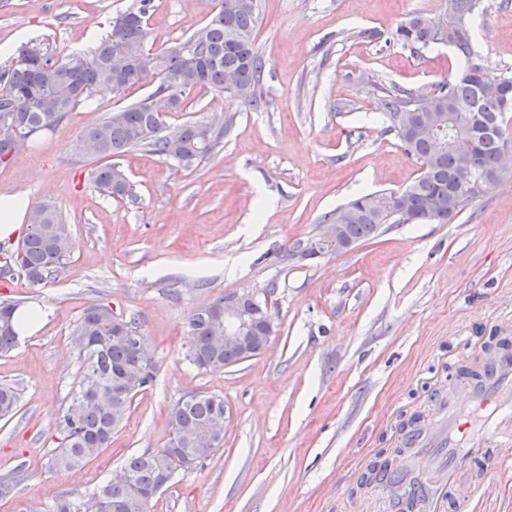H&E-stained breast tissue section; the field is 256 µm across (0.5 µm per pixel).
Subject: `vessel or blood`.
Returning <instances> with one entry per match:
<instances>
[{
    "label": "vessel or blood",
    "mask_w": 512,
    "mask_h": 512,
    "mask_svg": "<svg viewBox=\"0 0 512 512\" xmlns=\"http://www.w3.org/2000/svg\"><path fill=\"white\" fill-rule=\"evenodd\" d=\"M398 440L413 449L412 462L389 465L374 483L390 498L419 493L424 504H438L455 495L467 461L492 449L502 468L512 467V346L459 382L446 410L402 429Z\"/></svg>",
    "instance_id": "obj_1"
}]
</instances>
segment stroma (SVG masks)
I'll list each match as a JSON object with an SVG mask.
<instances>
[{"label":"stroma","instance_id":"stroma-1","mask_svg":"<svg viewBox=\"0 0 512 512\" xmlns=\"http://www.w3.org/2000/svg\"><path fill=\"white\" fill-rule=\"evenodd\" d=\"M132 0H0V45L26 42L53 58L91 49ZM257 46L265 105L254 110L204 90L165 114L172 133L216 115L232 125L191 168L134 150L119 156L135 200L95 188L96 164L75 156L80 132L151 93H97L52 133L0 164V195L23 192L60 210L74 249L56 276L0 281V300L35 307V332L0 354V384L19 410L0 419V476L26 478L0 512H46L61 495L81 502L133 455L164 447L183 396L223 397L224 445L180 473L150 512H389L373 488L348 487V465L392 448L397 407L426 421L449 395V374L512 339V168L445 224H387L344 251L289 258L315 240L325 214L362 193L401 190L420 173L379 110L381 87L421 93L454 79L455 52L414 54L390 36L450 0H259ZM213 0H152L159 52L209 17ZM485 73L512 77V0H479L472 20ZM274 289L277 324L258 355L205 371L189 361L190 313L228 292ZM137 315L158 363L112 444L85 467L48 460L78 367L83 311Z\"/></svg>","mask_w":512,"mask_h":512}]
</instances>
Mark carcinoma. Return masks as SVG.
<instances>
[{
	"instance_id": "carcinoma-1",
	"label": "carcinoma",
	"mask_w": 512,
	"mask_h": 512,
	"mask_svg": "<svg viewBox=\"0 0 512 512\" xmlns=\"http://www.w3.org/2000/svg\"><path fill=\"white\" fill-rule=\"evenodd\" d=\"M478 0H451L454 14L469 19ZM151 0H136L112 19L108 33L90 52L77 53L59 61L37 48L22 46L10 65L0 70V124L8 120L19 129L40 128L54 116L64 121L77 106L91 100L100 89L120 93L136 84L155 86V92L172 100L173 111L184 108L197 90L224 92V75L234 72L240 82L254 88L241 102L259 109L265 104L261 89L265 62L256 44L259 22L258 0H217L207 21L191 35L164 51L154 53L148 68L151 30L148 14ZM448 23V17L415 15L400 23L393 39L417 52L440 44L436 27L425 23ZM461 42L453 46L463 59L458 76L428 93L431 105L425 112L446 115L452 126L477 141L474 154L462 158L442 151L419 136L400 134L396 126L401 112H417L419 93L397 86L381 88L380 109L388 131L395 134L406 153L420 163L423 172L402 191L377 194L380 210L366 208L362 195L324 216L323 223L344 218L349 237L364 241L385 224H446L465 210L472 199L466 178L499 177L498 162L505 144L512 141L505 114L512 112V78H503L502 96L483 93L479 86L481 66L470 27L457 28ZM164 119L153 108L151 98L114 110L77 136L75 155L87 159H109L133 149L177 162L184 168L212 155L224 138V120L188 121L175 136L163 134ZM16 134H0V164L17 154ZM93 182L110 198L133 196L123 170L115 164L93 172ZM28 230L19 245L0 267L3 279L12 268L23 272L32 285L51 279L72 250L68 226L56 206L33 204L27 211ZM17 305L0 302V353H8L19 342L14 322ZM224 315V297L199 307L189 317L193 343L189 360L205 370H222L240 361L233 348L216 346L215 331ZM112 308L95 305L84 310L75 330L78 368L69 403L59 419L61 446L54 450L49 467L54 470L81 468L103 453L112 442L133 398L148 389L158 371L153 356L142 358L148 349L139 320L130 315L124 321V335L115 337ZM19 394L8 384L0 385V419L12 418ZM224 415V398L195 393L179 399L171 410L174 435L169 446L134 455L120 467L121 475L107 478L85 493L84 505L93 512H149L151 502L180 471H186L213 457L224 445V437L212 430ZM23 466L0 477V498L9 497L23 480Z\"/></svg>"
}]
</instances>
